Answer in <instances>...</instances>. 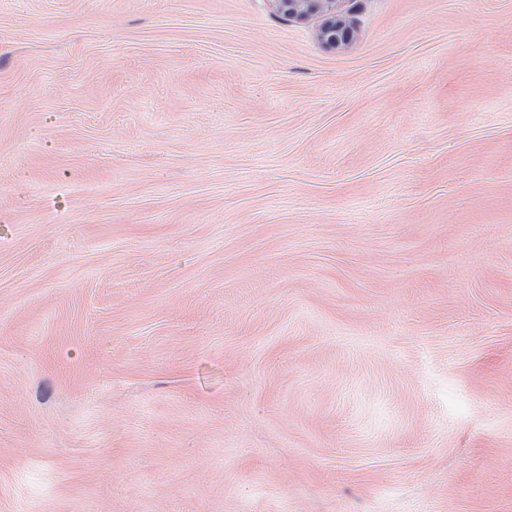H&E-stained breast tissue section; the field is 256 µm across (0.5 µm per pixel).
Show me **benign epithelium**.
Masks as SVG:
<instances>
[{
	"mask_svg": "<svg viewBox=\"0 0 512 512\" xmlns=\"http://www.w3.org/2000/svg\"><path fill=\"white\" fill-rule=\"evenodd\" d=\"M281 17L296 22L318 21L315 39L332 50L343 49L353 38V28L343 10L344 0H269Z\"/></svg>",
	"mask_w": 512,
	"mask_h": 512,
	"instance_id": "benign-epithelium-1",
	"label": "benign epithelium"
}]
</instances>
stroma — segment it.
Listing matches in <instances>:
<instances>
[{"label":"stroma","instance_id":"obj_1","mask_svg":"<svg viewBox=\"0 0 512 512\" xmlns=\"http://www.w3.org/2000/svg\"><path fill=\"white\" fill-rule=\"evenodd\" d=\"M0 0V512H512V0ZM281 17L296 22L317 20L315 39L332 50L343 49L353 38V28L343 10L344 0H269Z\"/></svg>","mask_w":512,"mask_h":512}]
</instances>
